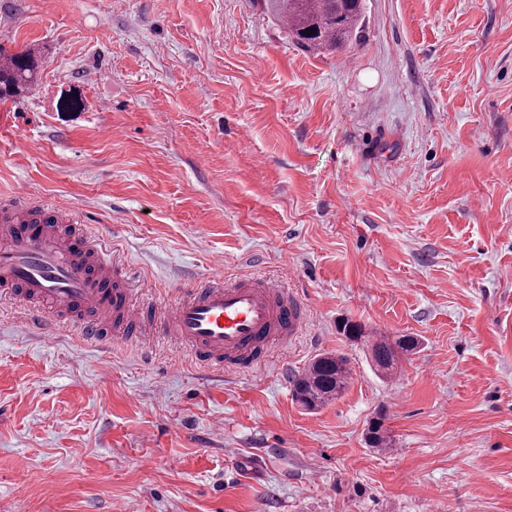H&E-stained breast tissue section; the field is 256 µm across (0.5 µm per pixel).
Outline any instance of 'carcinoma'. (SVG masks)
<instances>
[{"label":"carcinoma","instance_id":"carcinoma-1","mask_svg":"<svg viewBox=\"0 0 512 512\" xmlns=\"http://www.w3.org/2000/svg\"><path fill=\"white\" fill-rule=\"evenodd\" d=\"M264 4L285 25L292 41L308 52L346 47L358 37L363 24V0H264ZM36 71L32 50L9 56L8 65L0 66V98L19 96L33 81ZM338 329L350 342L367 347L371 366L383 379L394 377L402 359L417 352L421 344L416 336H367L360 324L347 319L338 323ZM349 376V360L345 356L319 355L292 379V398L305 410H318L342 395ZM366 439L372 448L392 446L383 417L369 423Z\"/></svg>","mask_w":512,"mask_h":512}]
</instances>
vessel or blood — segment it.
Instances as JSON below:
<instances>
[{"label":"vessel or blood","mask_w":512,"mask_h":512,"mask_svg":"<svg viewBox=\"0 0 512 512\" xmlns=\"http://www.w3.org/2000/svg\"><path fill=\"white\" fill-rule=\"evenodd\" d=\"M125 265L85 237L65 246L59 225L14 223L0 215V295L27 309L29 326L45 341L59 328H76L97 345L107 334L129 336L146 319L163 335L182 341L197 365L240 372L261 362L269 342L302 335L307 310L278 279H236L217 272L172 303L136 305Z\"/></svg>","instance_id":"b4317fda"}]
</instances>
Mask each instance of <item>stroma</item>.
Returning <instances> with one entry per match:
<instances>
[{
    "instance_id": "1",
    "label": "stroma",
    "mask_w": 512,
    "mask_h": 512,
    "mask_svg": "<svg viewBox=\"0 0 512 512\" xmlns=\"http://www.w3.org/2000/svg\"><path fill=\"white\" fill-rule=\"evenodd\" d=\"M26 48L0 197L72 205L136 304L286 274L309 324L213 373L149 331L45 343L0 298V512H512V0H365L318 54L262 0H0ZM343 318L421 346L379 379ZM323 353L351 379L310 412ZM350 371L349 360L345 356L331 353L319 355L301 375L292 379V398L305 410H318L342 395Z\"/></svg>"
}]
</instances>
